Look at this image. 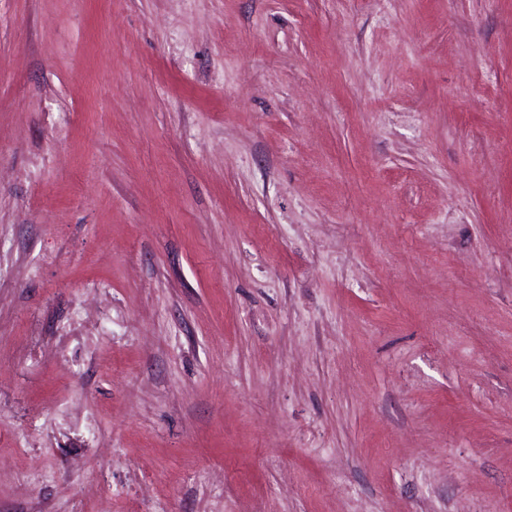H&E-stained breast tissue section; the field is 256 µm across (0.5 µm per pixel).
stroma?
I'll use <instances>...</instances> for the list:
<instances>
[{
    "label": "stroma",
    "instance_id": "35a3bbf8",
    "mask_svg": "<svg viewBox=\"0 0 512 512\" xmlns=\"http://www.w3.org/2000/svg\"><path fill=\"white\" fill-rule=\"evenodd\" d=\"M0 512H512V0H0Z\"/></svg>",
    "mask_w": 512,
    "mask_h": 512
}]
</instances>
